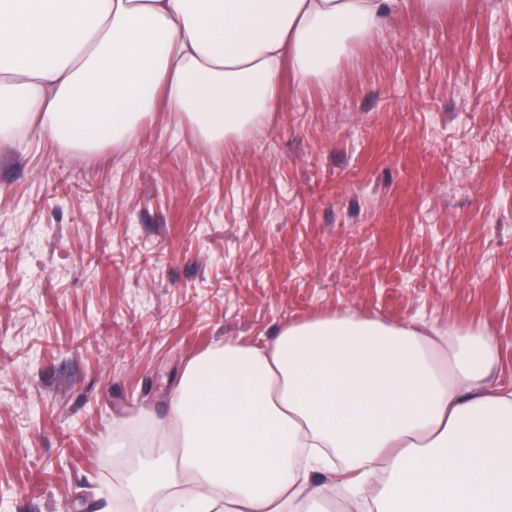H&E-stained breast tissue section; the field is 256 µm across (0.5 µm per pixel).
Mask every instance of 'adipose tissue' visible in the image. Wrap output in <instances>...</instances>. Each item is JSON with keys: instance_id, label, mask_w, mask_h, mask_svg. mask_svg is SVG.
I'll return each mask as SVG.
<instances>
[{"instance_id": "1", "label": "adipose tissue", "mask_w": 512, "mask_h": 512, "mask_svg": "<svg viewBox=\"0 0 512 512\" xmlns=\"http://www.w3.org/2000/svg\"><path fill=\"white\" fill-rule=\"evenodd\" d=\"M0 0V142L38 127L85 153L153 113L205 143L254 127L281 87L335 76L390 16L466 0ZM483 325L349 311L207 349L127 470L165 512H512V388Z\"/></svg>"}]
</instances>
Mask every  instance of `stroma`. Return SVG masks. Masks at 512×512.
<instances>
[{
	"label": "stroma",
	"mask_w": 512,
	"mask_h": 512,
	"mask_svg": "<svg viewBox=\"0 0 512 512\" xmlns=\"http://www.w3.org/2000/svg\"><path fill=\"white\" fill-rule=\"evenodd\" d=\"M348 309L485 324L512 387V0L391 19L238 140L0 144V512H98L188 361Z\"/></svg>",
	"instance_id": "35a3bbf8"
}]
</instances>
